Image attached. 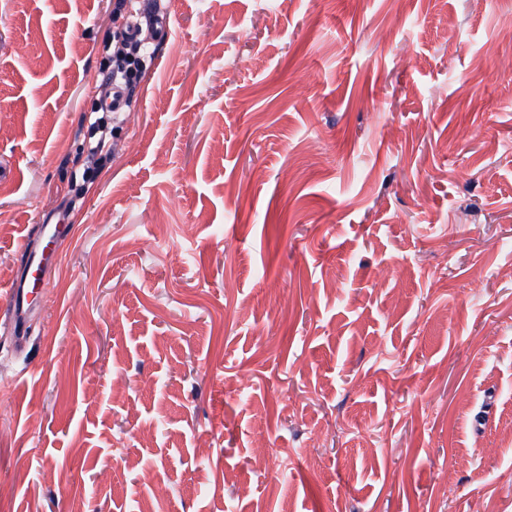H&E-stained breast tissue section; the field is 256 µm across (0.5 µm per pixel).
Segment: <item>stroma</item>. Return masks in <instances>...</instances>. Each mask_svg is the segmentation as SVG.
<instances>
[{
  "label": "stroma",
  "instance_id": "obj_1",
  "mask_svg": "<svg viewBox=\"0 0 512 512\" xmlns=\"http://www.w3.org/2000/svg\"><path fill=\"white\" fill-rule=\"evenodd\" d=\"M164 2L0 0V512L512 503V0ZM22 249L25 255V277L16 275L7 289L6 314L11 323L14 324L15 329L21 326L24 315L32 305L30 298L31 294L34 293V285L33 288H29V271L33 266L40 268L45 259L44 251L31 250L26 241H23Z\"/></svg>",
  "mask_w": 512,
  "mask_h": 512
}]
</instances>
